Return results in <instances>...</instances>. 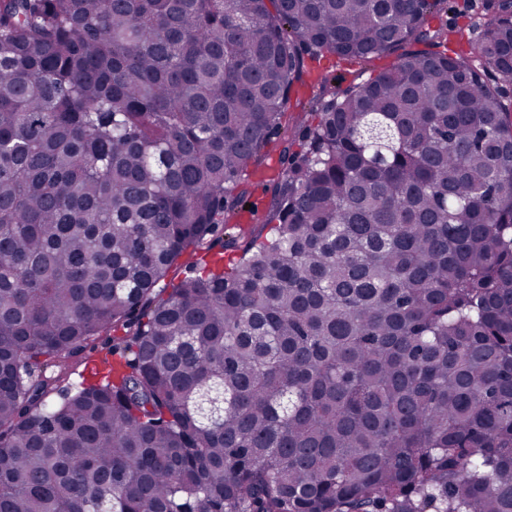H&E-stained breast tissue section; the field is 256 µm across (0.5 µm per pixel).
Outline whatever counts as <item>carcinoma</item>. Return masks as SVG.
<instances>
[{
    "instance_id": "cac0c4a2",
    "label": "carcinoma",
    "mask_w": 512,
    "mask_h": 512,
    "mask_svg": "<svg viewBox=\"0 0 512 512\" xmlns=\"http://www.w3.org/2000/svg\"><path fill=\"white\" fill-rule=\"evenodd\" d=\"M444 8L0 0V512H512V11ZM447 10L441 19L448 29V54L468 50L470 43L479 37L474 27L477 16L483 10L484 0H447ZM396 55L392 54L381 58L374 59L368 63L362 64H346L340 62L333 56L324 55L315 61L307 60L308 68L310 69L309 86L297 87L298 96L304 101L308 102L312 97V89L310 83H314L320 77H327L331 82L342 83L345 86L355 75L360 74L362 79L374 76L379 72L388 69L392 66ZM296 95V96H297ZM280 168L279 156L278 154H274L264 160L263 174L252 172L247 178V195L244 205L247 209H252L254 213L252 215L248 212L243 214V217L245 216V220L248 223L241 224V227L248 228L252 225L253 228L258 229L263 224L267 206L275 188V182L273 180L276 176H272L276 171L278 173ZM246 203H249V206H246Z\"/></svg>"
}]
</instances>
